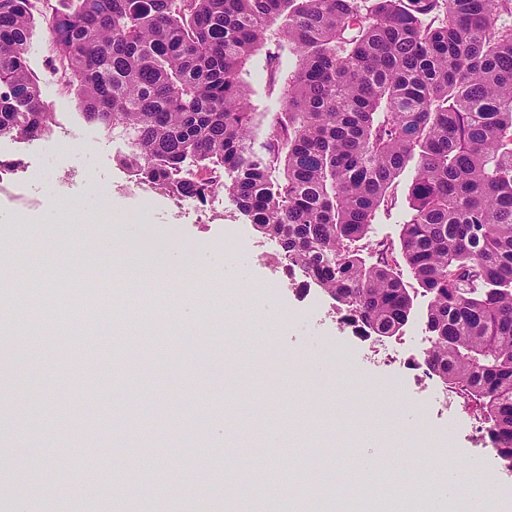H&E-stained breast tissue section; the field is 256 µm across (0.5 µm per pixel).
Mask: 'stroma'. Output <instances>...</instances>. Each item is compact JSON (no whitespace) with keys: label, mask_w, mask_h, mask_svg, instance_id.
Here are the masks:
<instances>
[{"label":"stroma","mask_w":512,"mask_h":512,"mask_svg":"<svg viewBox=\"0 0 512 512\" xmlns=\"http://www.w3.org/2000/svg\"><path fill=\"white\" fill-rule=\"evenodd\" d=\"M28 64L55 122L34 141L0 138V159L21 162L0 174V225L49 275L21 284L0 269V303L18 311L35 296L58 309L18 319L27 355L0 363V512H15L22 498L33 512L136 501L150 475L127 471L124 447L167 464L179 486L201 489L197 512H282L263 483L239 486L225 466L231 443L253 471L330 501L363 457H377L388 479L396 449L426 438L443 454L422 457L425 481L439 469L495 475L491 446L472 443L475 417L441 409L413 384L391 388L401 367L366 363L367 341L329 318L322 291L279 283L276 243L231 202L203 207L130 181L118 163L126 142L87 123L63 92L40 16ZM411 180L408 172L397 180L379 236L398 240ZM116 245L188 273L129 283L112 268ZM86 268L105 273L100 312L72 322L74 299L55 297V283ZM25 464L41 476L40 495L16 479Z\"/></svg>","instance_id":"obj_1"}]
</instances>
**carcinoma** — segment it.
Wrapping results in <instances>:
<instances>
[{"instance_id":"carcinoma-1","label":"carcinoma","mask_w":512,"mask_h":512,"mask_svg":"<svg viewBox=\"0 0 512 512\" xmlns=\"http://www.w3.org/2000/svg\"><path fill=\"white\" fill-rule=\"evenodd\" d=\"M39 0H0V138L51 131ZM47 49L134 181L223 193L341 321L378 341L428 298L422 366L512 470V0H62ZM266 51L282 111L256 112ZM293 59L292 70L283 57ZM413 166L399 245L375 237Z\"/></svg>"}]
</instances>
